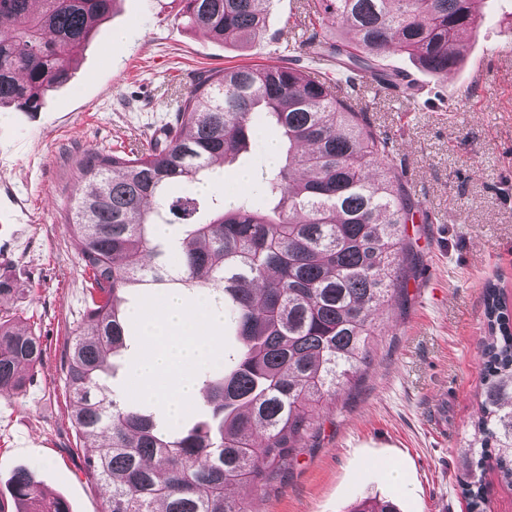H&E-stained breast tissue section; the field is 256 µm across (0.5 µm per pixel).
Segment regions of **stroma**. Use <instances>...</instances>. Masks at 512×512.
Listing matches in <instances>:
<instances>
[{
  "label": "stroma",
  "instance_id": "1",
  "mask_svg": "<svg viewBox=\"0 0 512 512\" xmlns=\"http://www.w3.org/2000/svg\"><path fill=\"white\" fill-rule=\"evenodd\" d=\"M304 0H270L267 38L242 48L187 26L181 0H118L79 56L72 80L41 112L0 109V189L27 210L21 230L0 226L10 276L24 287L13 318L40 336L45 356L24 393L0 394V495L18 469L64 497L71 512H105L87 481V444L70 427L62 356L84 327L85 276L65 217L79 187L76 156L147 149L173 122L176 95L202 70L277 63L282 30L308 37ZM478 26L454 80L421 70L408 54L387 53L420 90L363 84L375 130L394 141L395 163L417 205L406 225L403 278L383 305L372 352L358 380L319 411L320 429L275 489H244L249 512H350L363 498L398 512H465L459 482L479 416L482 287L498 281L512 298V0H480ZM122 41H114L116 32ZM483 78L470 83L474 66ZM272 129L248 154L214 169L209 191L226 204L262 205ZM252 176L235 184L237 172Z\"/></svg>",
  "mask_w": 512,
  "mask_h": 512
}]
</instances>
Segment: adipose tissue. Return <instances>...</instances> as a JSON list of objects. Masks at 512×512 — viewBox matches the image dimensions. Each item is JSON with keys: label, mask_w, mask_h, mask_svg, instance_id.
Segmentation results:
<instances>
[{"label": "adipose tissue", "mask_w": 512, "mask_h": 512, "mask_svg": "<svg viewBox=\"0 0 512 512\" xmlns=\"http://www.w3.org/2000/svg\"><path fill=\"white\" fill-rule=\"evenodd\" d=\"M144 354L132 377L136 393L179 416L200 399L195 369L209 356L224 327V312L200 307L191 296L164 292L156 308H137Z\"/></svg>", "instance_id": "ef3b65f1"}]
</instances>
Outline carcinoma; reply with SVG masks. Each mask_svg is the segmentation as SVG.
Wrapping results in <instances>:
<instances>
[{"label": "carcinoma", "mask_w": 512, "mask_h": 512, "mask_svg": "<svg viewBox=\"0 0 512 512\" xmlns=\"http://www.w3.org/2000/svg\"><path fill=\"white\" fill-rule=\"evenodd\" d=\"M192 28L247 46L264 38L268 0H182ZM477 0H306L312 27L281 62L197 73L179 95L174 124L144 151H90L74 160L86 186L67 224L86 275L89 331L62 357L71 428L105 438L84 473L106 493V512H247L228 489L267 490L319 429V405L357 379L369 357L374 315L402 278L406 223L414 208L389 135L359 106V81L406 74L384 68L403 52L440 76L465 51ZM116 0H0L15 21L0 30V108L41 110ZM350 37L326 34L322 22ZM275 128L281 161L263 178L268 209L211 199L196 218L192 192L215 164L251 147L257 123ZM182 220L173 243L156 241L163 213ZM206 289L224 303V325L242 345L232 368L198 379L211 420L163 429L155 416L113 393L104 374L131 335L129 290ZM23 289L0 279V392L26 389L23 369L43 360L40 337L9 313ZM487 336L471 460L460 484L468 512H488L484 475L494 461L512 487V305L493 281L483 289ZM13 506L0 512H70L43 495L30 472L14 474ZM350 512H397L364 499Z\"/></svg>", "instance_id": "obj_1"}]
</instances>
